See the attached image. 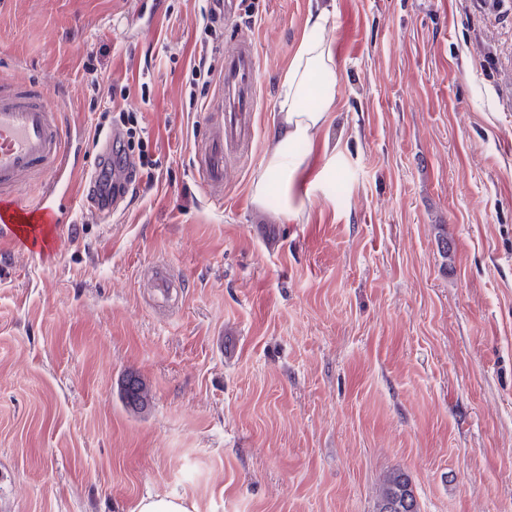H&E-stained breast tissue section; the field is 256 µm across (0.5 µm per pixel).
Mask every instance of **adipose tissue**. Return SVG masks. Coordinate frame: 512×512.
<instances>
[{
  "instance_id": "ef3b65f1",
  "label": "adipose tissue",
  "mask_w": 512,
  "mask_h": 512,
  "mask_svg": "<svg viewBox=\"0 0 512 512\" xmlns=\"http://www.w3.org/2000/svg\"><path fill=\"white\" fill-rule=\"evenodd\" d=\"M328 16V7L319 6L307 17L292 62L280 80L279 121L270 135L272 146L251 188L256 206L276 207L287 220L304 210L305 198L318 193L333 198L340 175L339 153H325L303 200H296L295 188L309 165L316 136L332 121L336 107L340 72L325 37Z\"/></svg>"
}]
</instances>
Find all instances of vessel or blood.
<instances>
[{
    "label": "vessel or blood",
    "mask_w": 512,
    "mask_h": 512,
    "mask_svg": "<svg viewBox=\"0 0 512 512\" xmlns=\"http://www.w3.org/2000/svg\"><path fill=\"white\" fill-rule=\"evenodd\" d=\"M256 72L253 44L234 35L224 47L205 135L195 146V165L217 203L224 200L228 163L252 154ZM79 155L39 84L21 76L0 78V241L20 250L38 225L60 223L55 187L77 170Z\"/></svg>",
    "instance_id": "1"
}]
</instances>
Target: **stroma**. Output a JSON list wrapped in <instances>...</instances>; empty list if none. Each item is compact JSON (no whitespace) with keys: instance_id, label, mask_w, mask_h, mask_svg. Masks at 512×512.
<instances>
[{"instance_id":"obj_1","label":"stroma","mask_w":512,"mask_h":512,"mask_svg":"<svg viewBox=\"0 0 512 512\" xmlns=\"http://www.w3.org/2000/svg\"><path fill=\"white\" fill-rule=\"evenodd\" d=\"M199 5L0 0V75L41 84L86 169L114 107L157 161L107 216L73 181L50 252L0 247V512H375L396 470L421 512H512V0H334L312 163L334 146L342 171L292 222L251 184L316 0H244L205 47ZM236 32L261 110L216 204L189 64L221 69ZM161 261L184 283L163 311ZM133 512H191L186 502L176 497L147 496L138 500Z\"/></svg>"}]
</instances>
